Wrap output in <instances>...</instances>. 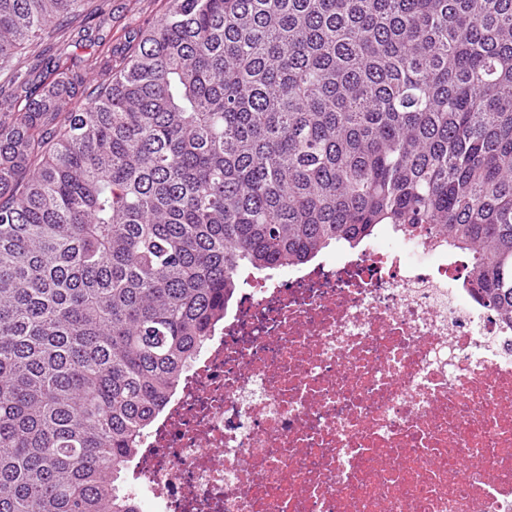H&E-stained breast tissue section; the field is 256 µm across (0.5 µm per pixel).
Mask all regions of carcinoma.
I'll use <instances>...</instances> for the list:
<instances>
[{
    "label": "carcinoma",
    "mask_w": 512,
    "mask_h": 512,
    "mask_svg": "<svg viewBox=\"0 0 512 512\" xmlns=\"http://www.w3.org/2000/svg\"><path fill=\"white\" fill-rule=\"evenodd\" d=\"M84 0H0V63ZM0 109V512L118 488L244 271L390 227L512 322V0H168Z\"/></svg>",
    "instance_id": "obj_1"
}]
</instances>
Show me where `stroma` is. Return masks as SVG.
<instances>
[{
	"label": "stroma",
	"mask_w": 512,
	"mask_h": 512,
	"mask_svg": "<svg viewBox=\"0 0 512 512\" xmlns=\"http://www.w3.org/2000/svg\"><path fill=\"white\" fill-rule=\"evenodd\" d=\"M167 7V0H85L81 16L67 18L52 37L0 65V103L36 90L55 65L74 58L92 64L97 83L109 82L140 31L159 22Z\"/></svg>",
	"instance_id": "35a3bbf8"
}]
</instances>
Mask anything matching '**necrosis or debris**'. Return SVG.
I'll return each mask as SVG.
<instances>
[{
	"mask_svg": "<svg viewBox=\"0 0 512 512\" xmlns=\"http://www.w3.org/2000/svg\"><path fill=\"white\" fill-rule=\"evenodd\" d=\"M471 281L465 254L406 238L248 277L131 495L152 512H512V322Z\"/></svg>",
	"mask_w": 512,
	"mask_h": 512,
	"instance_id": "obj_1",
	"label": "necrosis or debris"
}]
</instances>
